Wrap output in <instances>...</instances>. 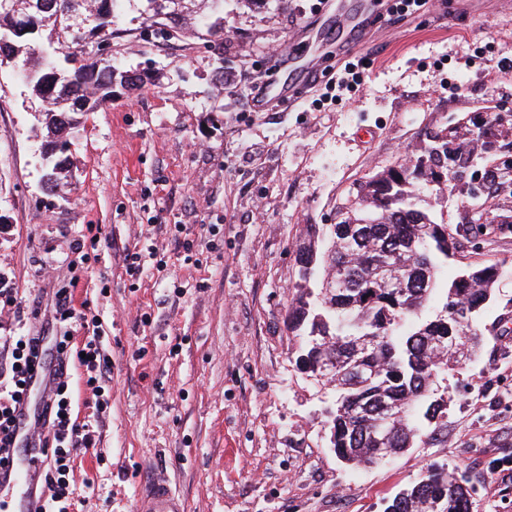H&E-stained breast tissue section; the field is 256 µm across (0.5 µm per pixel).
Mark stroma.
I'll list each match as a JSON object with an SVG mask.
<instances>
[{
	"instance_id": "obj_1",
	"label": "stroma",
	"mask_w": 512,
	"mask_h": 512,
	"mask_svg": "<svg viewBox=\"0 0 512 512\" xmlns=\"http://www.w3.org/2000/svg\"><path fill=\"white\" fill-rule=\"evenodd\" d=\"M315 2L223 0L195 35L167 41L144 22L147 0H122L112 60L143 82L75 130L57 195L41 188L46 131L18 66L0 67V279L19 300L0 312V336H53L49 307L67 288L112 350L104 416L73 378L94 436L74 462L72 512H135L158 473L186 512H384L433 462L467 476L473 512H512V6L375 11L355 55L361 85L331 89L324 68L300 98L253 111L256 78L274 48L298 44ZM473 117L490 122L492 149L414 191L457 240L442 279L501 268L477 321L482 354L448 374L440 431L347 465L329 446L333 392L297 368L287 328L297 246L306 225L335 223L359 183L414 163L450 128L468 150ZM179 231L198 240L194 261L173 254ZM148 243L154 257L130 277L126 252Z\"/></svg>"
}]
</instances>
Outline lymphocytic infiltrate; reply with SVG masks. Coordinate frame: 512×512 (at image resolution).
I'll return each mask as SVG.
<instances>
[{"label":"lymphocytic infiltrate","instance_id":"1","mask_svg":"<svg viewBox=\"0 0 512 512\" xmlns=\"http://www.w3.org/2000/svg\"><path fill=\"white\" fill-rule=\"evenodd\" d=\"M53 308L55 320L62 325L59 336L54 339L53 361H44L45 338L38 333L30 331L5 339L10 360L0 367V460L9 455L10 431L32 376L36 371H43L48 376V388L37 434L44 475L42 512H70L74 500L70 487L73 463L81 452L93 445L89 423L79 421L73 412L70 374L77 368L84 370L85 385L95 398V406L103 408L108 404L110 392L106 376L111 357L98 331L99 319L76 310L68 289L56 292ZM77 327L93 328L94 333L83 342H75L73 330Z\"/></svg>","mask_w":512,"mask_h":512}]
</instances>
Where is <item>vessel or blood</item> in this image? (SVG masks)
Returning a JSON list of instances; mask_svg holds the SVG:
<instances>
[{"label": "vessel or blood", "instance_id": "vessel-or-blood-1", "mask_svg": "<svg viewBox=\"0 0 512 512\" xmlns=\"http://www.w3.org/2000/svg\"><path fill=\"white\" fill-rule=\"evenodd\" d=\"M334 32L342 37L349 54L361 50L371 37L364 10L345 15L338 12L334 0H324L319 23L309 29L307 57L299 62L288 52L281 55V63L289 73L298 74L302 81L313 82ZM40 476L39 461L19 448L11 452L7 464L0 466V512H38L43 500ZM137 512H185V506L169 482L157 477L140 497Z\"/></svg>", "mask_w": 512, "mask_h": 512}]
</instances>
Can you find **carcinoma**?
I'll use <instances>...</instances> for the list:
<instances>
[{"label":"carcinoma","instance_id":"carcinoma-1","mask_svg":"<svg viewBox=\"0 0 512 512\" xmlns=\"http://www.w3.org/2000/svg\"><path fill=\"white\" fill-rule=\"evenodd\" d=\"M37 2L0 0V67L25 54L20 81L44 117L48 139L41 156L51 166L44 190L55 194L69 183L71 130L112 100L116 84L131 88L141 77L116 71L108 60L79 64L75 57L77 51L97 55L100 44H110L120 0H55L49 10ZM146 21L167 40L188 33L180 18L150 14ZM460 161L445 137L428 148V161L360 184L330 225L322 253L320 230L307 226L288 330L297 339L301 369L336 392L327 421L330 447L353 466L377 464L379 449L401 452L425 429L437 431L447 401L434 397V386L479 345L473 324L492 297L499 269L473 267L464 279L440 280L456 240L448 225L418 208L412 191L414 181L438 170L447 175ZM327 268L343 278L340 287H320ZM436 301L440 314L423 316ZM434 503L438 512H471L466 478L433 463L385 512H426Z\"/></svg>","mask_w":512,"mask_h":512}]
</instances>
